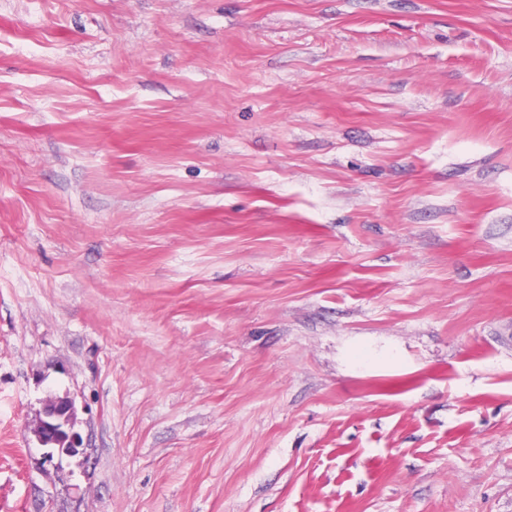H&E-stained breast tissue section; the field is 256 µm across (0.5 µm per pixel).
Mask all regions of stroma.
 <instances>
[{"instance_id": "1", "label": "stroma", "mask_w": 512, "mask_h": 512, "mask_svg": "<svg viewBox=\"0 0 512 512\" xmlns=\"http://www.w3.org/2000/svg\"><path fill=\"white\" fill-rule=\"evenodd\" d=\"M0 512H512V0H0ZM75 406L68 398H56L46 407L44 418L34 425L35 436L40 445L47 449L45 458L51 461L54 454H73L82 448L81 435L74 430Z\"/></svg>"}]
</instances>
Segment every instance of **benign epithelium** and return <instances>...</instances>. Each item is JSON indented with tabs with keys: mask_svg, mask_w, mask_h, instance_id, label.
Returning <instances> with one entry per match:
<instances>
[{
	"mask_svg": "<svg viewBox=\"0 0 512 512\" xmlns=\"http://www.w3.org/2000/svg\"><path fill=\"white\" fill-rule=\"evenodd\" d=\"M75 406L68 398H56L46 407L44 417L34 425L35 436L46 448L44 456L52 460L54 454H73L82 447L81 435L74 430Z\"/></svg>",
	"mask_w": 512,
	"mask_h": 512,
	"instance_id": "7a95c632",
	"label": "benign epithelium"
}]
</instances>
